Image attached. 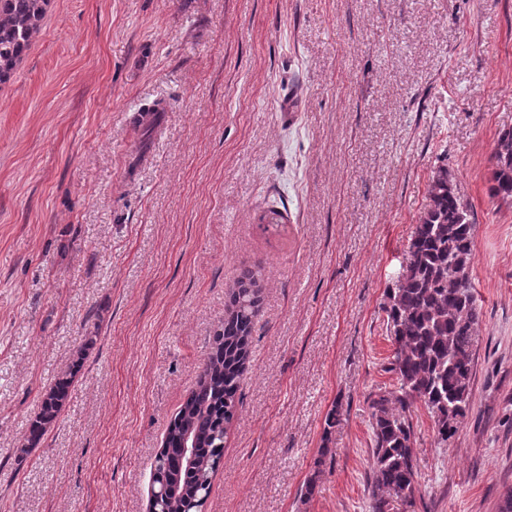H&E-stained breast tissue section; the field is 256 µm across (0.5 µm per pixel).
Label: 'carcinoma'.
<instances>
[{
  "label": "carcinoma",
  "instance_id": "1",
  "mask_svg": "<svg viewBox=\"0 0 512 512\" xmlns=\"http://www.w3.org/2000/svg\"><path fill=\"white\" fill-rule=\"evenodd\" d=\"M49 0H0V84L10 80L40 32ZM490 196L512 204V130L502 131L493 156ZM428 205L416 225L405 267L387 292V323L397 356L390 370L398 386L371 400V453L367 486L369 512H390L393 499L412 500L417 488L410 408L423 403L439 439L448 442L470 405L475 340L482 321L474 296L475 224L455 193L448 169L438 168L428 186ZM262 270H249L233 290L224 327L195 388L171 421L162 452V476L179 485L166 505L182 512L200 476H210L224 451L247 370L253 318L259 307ZM79 357L41 397L28 443L37 445L65 406ZM184 432L196 438L197 465L179 460Z\"/></svg>",
  "mask_w": 512,
  "mask_h": 512
}]
</instances>
